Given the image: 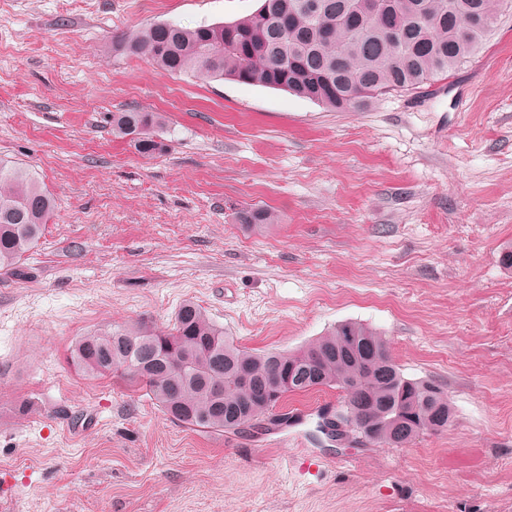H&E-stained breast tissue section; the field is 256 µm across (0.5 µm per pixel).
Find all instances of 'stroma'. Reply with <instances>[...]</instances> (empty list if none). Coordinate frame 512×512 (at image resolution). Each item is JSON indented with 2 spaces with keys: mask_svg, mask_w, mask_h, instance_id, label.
I'll use <instances>...</instances> for the list:
<instances>
[{
  "mask_svg": "<svg viewBox=\"0 0 512 512\" xmlns=\"http://www.w3.org/2000/svg\"><path fill=\"white\" fill-rule=\"evenodd\" d=\"M260 0H11L0 11V158L58 210L0 275V512H512V15L448 78L337 112L292 93L158 72L113 36L254 13ZM166 119L167 151L114 137ZM266 206L278 223L236 221ZM202 306L249 349L356 322L449 397L403 448L317 432L339 388L235 432L169 420L77 337ZM164 121L153 112L135 109L116 112L112 115V134L118 138H128L136 152L144 158H153L166 150L162 137Z\"/></svg>",
  "mask_w": 512,
  "mask_h": 512,
  "instance_id": "stroma-1",
  "label": "stroma"
}]
</instances>
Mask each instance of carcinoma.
Instances as JSON below:
<instances>
[{"label":"carcinoma","mask_w":512,"mask_h":512,"mask_svg":"<svg viewBox=\"0 0 512 512\" xmlns=\"http://www.w3.org/2000/svg\"><path fill=\"white\" fill-rule=\"evenodd\" d=\"M512 0H260L250 16L186 29L149 23L112 37V51L169 75L233 80L284 90L334 110L415 89L471 62ZM164 121L135 109L112 113V135L153 158L166 150ZM56 201L37 178L0 158V272H20ZM248 228L278 223L267 208L238 213ZM69 359L79 371L121 372L170 419L198 431H235L286 395L344 388L340 414L366 440L403 447L448 428L453 407L431 380L409 379L387 341L358 323L336 326L293 352L240 346L187 300L163 330L137 323L81 336Z\"/></svg>","instance_id":"1"}]
</instances>
